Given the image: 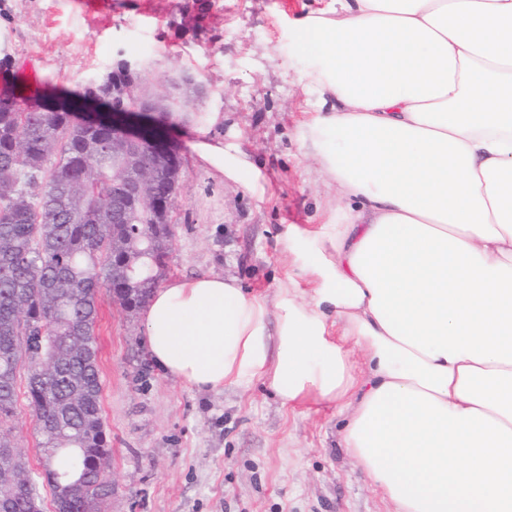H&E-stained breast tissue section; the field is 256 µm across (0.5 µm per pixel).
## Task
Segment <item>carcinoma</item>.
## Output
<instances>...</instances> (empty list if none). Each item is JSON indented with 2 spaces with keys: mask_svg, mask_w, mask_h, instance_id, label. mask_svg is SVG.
Returning a JSON list of instances; mask_svg holds the SVG:
<instances>
[{
  "mask_svg": "<svg viewBox=\"0 0 512 512\" xmlns=\"http://www.w3.org/2000/svg\"><path fill=\"white\" fill-rule=\"evenodd\" d=\"M121 70L98 91L126 106ZM0 111V512H38L49 487L55 512H107L111 448L101 410L94 330L102 291L128 313L157 288L173 245L169 213L123 195L141 151L112 154V125L78 120L88 93L65 112L40 111L41 94L12 93ZM56 160H51V157ZM157 189H178L170 160L154 157ZM133 224H102L112 196ZM41 436L42 471L6 432L15 428L18 377Z\"/></svg>",
  "mask_w": 512,
  "mask_h": 512,
  "instance_id": "carcinoma-1",
  "label": "carcinoma"
}]
</instances>
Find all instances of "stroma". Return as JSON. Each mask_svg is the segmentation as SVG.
<instances>
[{
	"label": "stroma",
	"instance_id": "1",
	"mask_svg": "<svg viewBox=\"0 0 512 512\" xmlns=\"http://www.w3.org/2000/svg\"><path fill=\"white\" fill-rule=\"evenodd\" d=\"M301 0H0V92L33 66L48 104L103 83L121 66L147 94L189 121L170 127L181 186L170 210L168 279L202 273L236 278L275 295L292 267L287 225L315 223L335 189L305 155L299 130L310 107L297 84L299 48L284 39ZM224 115L217 132L261 164L264 197L195 166L194 118ZM101 408L112 466L108 512H392L341 446L334 409H288L259 381L199 390L149 359L141 314L111 296L98 303ZM13 443L41 470L26 397Z\"/></svg>",
	"mask_w": 512,
	"mask_h": 512
}]
</instances>
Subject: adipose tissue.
Instances as JSON below:
<instances>
[{
	"label": "adipose tissue",
	"mask_w": 512,
	"mask_h": 512,
	"mask_svg": "<svg viewBox=\"0 0 512 512\" xmlns=\"http://www.w3.org/2000/svg\"><path fill=\"white\" fill-rule=\"evenodd\" d=\"M288 38L337 198L288 226L275 298L210 274L155 289L149 356L346 412L341 444L394 512H512V0H304ZM197 121L194 163L264 196L252 155L211 136L223 115Z\"/></svg>",
	"instance_id": "obj_1"
}]
</instances>
